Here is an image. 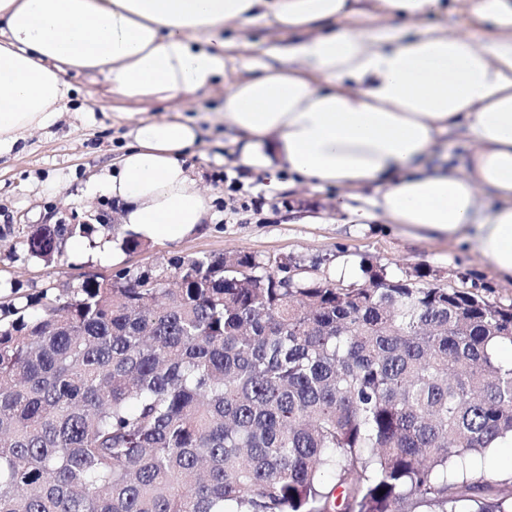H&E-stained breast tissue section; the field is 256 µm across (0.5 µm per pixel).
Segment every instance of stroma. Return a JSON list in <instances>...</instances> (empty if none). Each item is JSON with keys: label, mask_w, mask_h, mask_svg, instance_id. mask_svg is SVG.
I'll list each match as a JSON object with an SVG mask.
<instances>
[{"label": "stroma", "mask_w": 512, "mask_h": 512, "mask_svg": "<svg viewBox=\"0 0 512 512\" xmlns=\"http://www.w3.org/2000/svg\"><path fill=\"white\" fill-rule=\"evenodd\" d=\"M242 42L233 53L229 78L247 74L262 57L270 28L266 20L232 31ZM76 92L57 122L27 134L25 149L0 157V307L21 306L47 287L74 288L89 276H110L123 267L159 263L174 255H229L245 251L259 259L294 257L308 276L335 275L337 264L362 280L361 265L384 266L393 274L426 273L428 282L448 288H475L490 301L512 302V281L498 278L488 261L465 246L422 231L405 232L382 221L357 225L337 214L332 187L289 186L269 195L263 175L241 168L236 134L220 117L224 87L167 103H135L112 92L102 77H72ZM197 119L201 142L188 167L212 198L206 223L174 240H147L127 253L117 244L126 230L114 199L85 193L111 169L141 119L176 115ZM38 224H90L91 237L66 239L61 261L45 264L24 246Z\"/></svg>", "instance_id": "35a3bbf8"}]
</instances>
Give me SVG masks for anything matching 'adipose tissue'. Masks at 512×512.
I'll use <instances>...</instances> for the list:
<instances>
[{
    "label": "adipose tissue",
    "instance_id": "adipose-tissue-1",
    "mask_svg": "<svg viewBox=\"0 0 512 512\" xmlns=\"http://www.w3.org/2000/svg\"><path fill=\"white\" fill-rule=\"evenodd\" d=\"M449 0H0V156L55 123L72 96L67 73H98L133 102H169L225 84L222 118L238 162L267 173L268 194L293 181L333 186L355 224L383 217L470 246L512 280V0H474L496 32L429 24ZM255 18L290 37L255 74L228 80L227 30ZM466 130L465 165L429 166L441 135ZM195 119L142 120L87 187L123 205L145 239L203 223L210 198L185 157ZM378 193L354 204V189Z\"/></svg>",
    "mask_w": 512,
    "mask_h": 512
}]
</instances>
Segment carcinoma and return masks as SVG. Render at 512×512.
<instances>
[{"label":"carcinoma","mask_w":512,"mask_h":512,"mask_svg":"<svg viewBox=\"0 0 512 512\" xmlns=\"http://www.w3.org/2000/svg\"><path fill=\"white\" fill-rule=\"evenodd\" d=\"M285 267L177 255L3 311L0 512H512V472L469 470L512 438V303Z\"/></svg>","instance_id":"1"}]
</instances>
